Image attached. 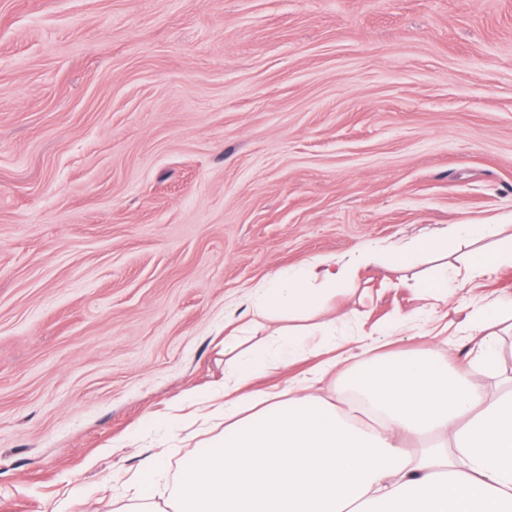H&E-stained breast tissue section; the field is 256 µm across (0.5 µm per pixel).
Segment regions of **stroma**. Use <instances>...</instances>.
<instances>
[{
	"instance_id": "obj_1",
	"label": "stroma",
	"mask_w": 512,
	"mask_h": 512,
	"mask_svg": "<svg viewBox=\"0 0 512 512\" xmlns=\"http://www.w3.org/2000/svg\"><path fill=\"white\" fill-rule=\"evenodd\" d=\"M511 215L512 0H0V512L175 472L225 322L264 346L252 288L312 257L447 239L321 319L466 364L512 268L472 287L453 233Z\"/></svg>"
}]
</instances>
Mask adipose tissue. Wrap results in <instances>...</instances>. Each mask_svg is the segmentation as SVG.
<instances>
[{"instance_id": "1", "label": "adipose tissue", "mask_w": 512, "mask_h": 512, "mask_svg": "<svg viewBox=\"0 0 512 512\" xmlns=\"http://www.w3.org/2000/svg\"><path fill=\"white\" fill-rule=\"evenodd\" d=\"M435 247L431 240L410 251L366 247L348 260L312 258L253 288L250 307L279 324L272 346L241 355L234 335L225 337L231 379L187 403V419L212 437L186 445L165 503L156 500L165 466L157 456L137 470L117 512H512V392L491 397L475 382L500 373L512 299L471 312L465 366L448 367L430 347L379 360L362 341L286 388L250 387L257 370L327 351L329 324L297 322L360 267L381 257L401 267ZM342 364L340 391L330 378ZM405 438L420 450L407 452Z\"/></svg>"}]
</instances>
